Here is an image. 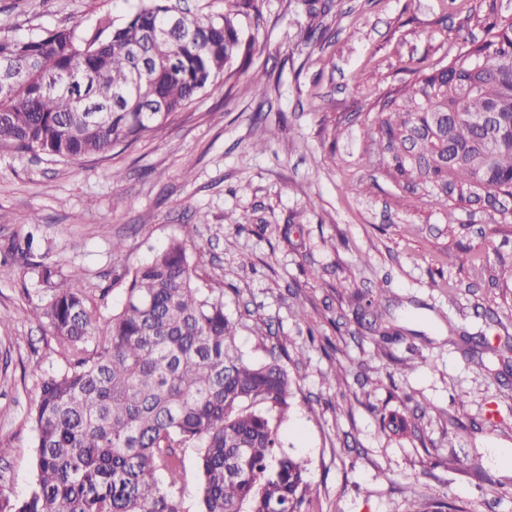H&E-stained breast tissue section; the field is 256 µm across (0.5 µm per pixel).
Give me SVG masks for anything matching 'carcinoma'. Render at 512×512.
Wrapping results in <instances>:
<instances>
[{
  "label": "carcinoma",
  "instance_id": "cac0c4a2",
  "mask_svg": "<svg viewBox=\"0 0 512 512\" xmlns=\"http://www.w3.org/2000/svg\"><path fill=\"white\" fill-rule=\"evenodd\" d=\"M256 2L183 15L162 38L170 8L161 0H143L119 26L102 16L23 39L6 35L0 13V149L66 160L145 138L250 62L238 15ZM486 34L379 104L388 171L439 204L475 189L495 203L512 196V20L493 19ZM492 111L494 121L475 122ZM29 269L60 368L41 378L32 415L33 489L1 497L0 512H187L155 479L163 470L169 484L181 480L182 448L199 457V512H302L315 491L279 434L293 381L275 357L244 358L224 289L199 285L186 240L136 268L110 313L78 271ZM408 512L464 510L432 497Z\"/></svg>",
  "mask_w": 512,
  "mask_h": 512
}]
</instances>
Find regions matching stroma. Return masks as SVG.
Returning a JSON list of instances; mask_svg holds the SVG:
<instances>
[{
    "label": "stroma",
    "mask_w": 512,
    "mask_h": 512,
    "mask_svg": "<svg viewBox=\"0 0 512 512\" xmlns=\"http://www.w3.org/2000/svg\"><path fill=\"white\" fill-rule=\"evenodd\" d=\"M138 0H0L16 37L122 24ZM240 17L250 68L218 79L151 135L103 157L0 150V496L34 479L32 414L57 369L28 262L80 271L119 305L112 243L134 269L191 233L198 274L224 291L246 358L283 355L293 382L286 451L317 494L304 512H408L448 496L512 512V360L470 359L463 340L512 345V221L484 201L437 204L400 185L377 149L390 92L485 36L484 0H258ZM267 72L265 86L253 74ZM279 128L265 150L252 144ZM206 223H198L199 214ZM249 223L234 226L231 215ZM36 231L30 258L8 253ZM386 291L400 338L383 342L359 298ZM423 407L398 437L383 414Z\"/></svg>",
    "instance_id": "1"
}]
</instances>
